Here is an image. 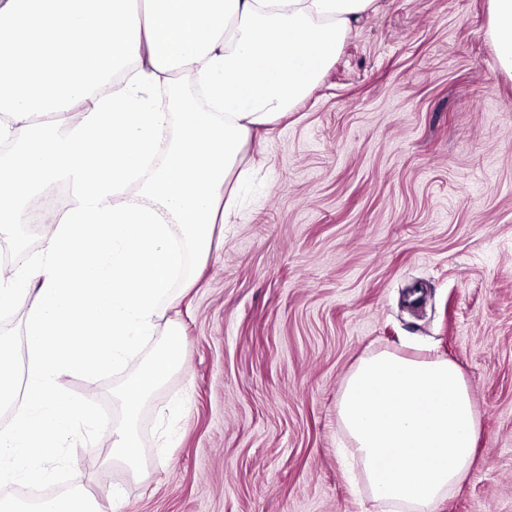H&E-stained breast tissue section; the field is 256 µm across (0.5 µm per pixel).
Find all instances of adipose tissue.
I'll return each instance as SVG.
<instances>
[{
    "mask_svg": "<svg viewBox=\"0 0 512 512\" xmlns=\"http://www.w3.org/2000/svg\"><path fill=\"white\" fill-rule=\"evenodd\" d=\"M373 0H0V224L27 222L44 183L71 206L47 214L38 263L0 272V312L27 307L26 383L0 347V478H40L78 411L59 380H95L167 326L189 254L211 250L233 208L252 132L317 85ZM489 37L512 76V0H489ZM192 76L196 95L153 91ZM140 182L137 195L128 185ZM80 336V346L69 339ZM181 361L165 346L122 397L138 403ZM338 417L373 494L396 512H431L472 463L479 422L448 360L380 353L349 375ZM0 512H100L81 488Z\"/></svg>",
    "mask_w": 512,
    "mask_h": 512,
    "instance_id": "obj_1",
    "label": "adipose tissue"
}]
</instances>
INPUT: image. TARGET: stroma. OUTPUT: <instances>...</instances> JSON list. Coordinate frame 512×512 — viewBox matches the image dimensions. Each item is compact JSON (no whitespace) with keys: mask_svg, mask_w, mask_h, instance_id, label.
<instances>
[{"mask_svg":"<svg viewBox=\"0 0 512 512\" xmlns=\"http://www.w3.org/2000/svg\"><path fill=\"white\" fill-rule=\"evenodd\" d=\"M488 0H375L311 94L250 138L239 207L181 299L180 365L128 415L122 370L65 376L132 424L139 471L79 421L44 461L105 512H391L337 406L362 359L461 370L479 420L466 479L435 512H512V77ZM47 225L0 253L37 260Z\"/></svg>","mask_w":512,"mask_h":512,"instance_id":"stroma-1","label":"stroma"}]
</instances>
